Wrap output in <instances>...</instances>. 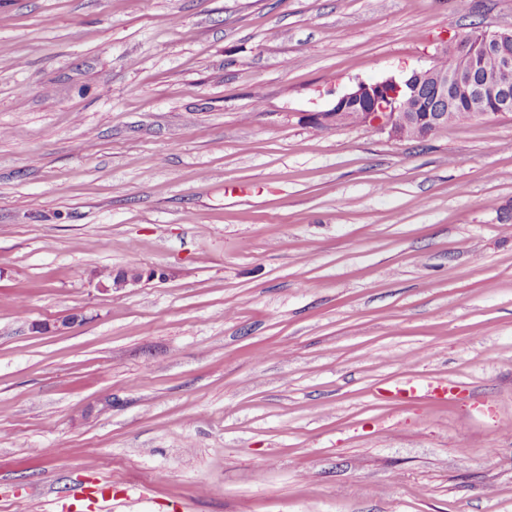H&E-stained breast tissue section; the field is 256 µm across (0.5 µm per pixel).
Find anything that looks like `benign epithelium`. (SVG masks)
<instances>
[{"mask_svg": "<svg viewBox=\"0 0 512 512\" xmlns=\"http://www.w3.org/2000/svg\"><path fill=\"white\" fill-rule=\"evenodd\" d=\"M481 43L486 50L497 53V70L492 78L480 77L482 62L479 57L454 41L448 44L446 60H436L430 67L414 70L399 80L388 77L371 83L360 82L336 98L329 110L311 113L309 121L325 128L342 126L347 123L348 104L354 103L362 110L363 125L386 131L397 139L413 135L425 140L448 127V113L405 112L396 104L401 95L418 99L425 91L445 104L451 93L490 98L500 111L511 112L512 53L508 46L512 44V30L485 32Z\"/></svg>", "mask_w": 512, "mask_h": 512, "instance_id": "obj_1", "label": "benign epithelium"}]
</instances>
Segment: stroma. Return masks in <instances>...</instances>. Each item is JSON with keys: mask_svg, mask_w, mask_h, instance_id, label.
<instances>
[{"mask_svg": "<svg viewBox=\"0 0 512 512\" xmlns=\"http://www.w3.org/2000/svg\"><path fill=\"white\" fill-rule=\"evenodd\" d=\"M472 23L512 0H0V512H512V112L306 119ZM113 497L111 477H106L89 486L84 484L76 485L68 493V498L71 501V506L74 507V512H85L82 510H84L83 507L87 503H90L87 508L93 504L112 505Z\"/></svg>", "mask_w": 512, "mask_h": 512, "instance_id": "35a3bbf8", "label": "stroma"}]
</instances>
